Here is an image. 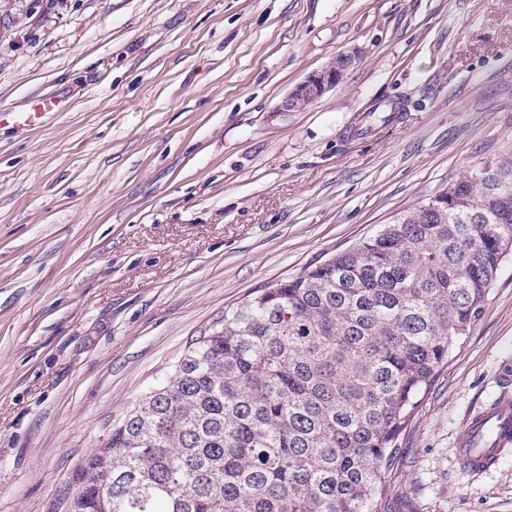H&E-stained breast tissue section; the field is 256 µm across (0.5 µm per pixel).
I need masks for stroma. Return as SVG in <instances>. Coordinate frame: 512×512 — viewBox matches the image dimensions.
<instances>
[{
  "instance_id": "1",
  "label": "stroma",
  "mask_w": 512,
  "mask_h": 512,
  "mask_svg": "<svg viewBox=\"0 0 512 512\" xmlns=\"http://www.w3.org/2000/svg\"><path fill=\"white\" fill-rule=\"evenodd\" d=\"M344 51L336 88L277 113ZM510 141L512 0H0V512H57L225 309ZM506 362L512 255L402 437L389 512H512V453L467 475L456 452Z\"/></svg>"
}]
</instances>
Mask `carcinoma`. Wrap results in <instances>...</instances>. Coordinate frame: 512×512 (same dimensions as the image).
Segmentation results:
<instances>
[{
  "label": "carcinoma",
  "mask_w": 512,
  "mask_h": 512,
  "mask_svg": "<svg viewBox=\"0 0 512 512\" xmlns=\"http://www.w3.org/2000/svg\"><path fill=\"white\" fill-rule=\"evenodd\" d=\"M224 310L104 429L62 512H386L398 443L512 252V142Z\"/></svg>",
  "instance_id": "carcinoma-1"
}]
</instances>
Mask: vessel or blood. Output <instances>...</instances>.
<instances>
[{
    "mask_svg": "<svg viewBox=\"0 0 512 512\" xmlns=\"http://www.w3.org/2000/svg\"><path fill=\"white\" fill-rule=\"evenodd\" d=\"M512 451V398L503 396L472 415L457 442V454L467 474L488 471Z\"/></svg>",
    "mask_w": 512,
    "mask_h": 512,
    "instance_id": "obj_1",
    "label": "vessel or blood"
}]
</instances>
